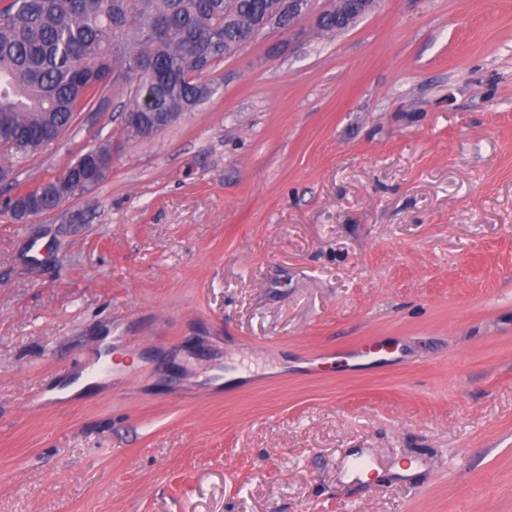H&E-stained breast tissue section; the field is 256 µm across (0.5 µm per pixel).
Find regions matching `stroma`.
Masks as SVG:
<instances>
[{"mask_svg":"<svg viewBox=\"0 0 512 512\" xmlns=\"http://www.w3.org/2000/svg\"><path fill=\"white\" fill-rule=\"evenodd\" d=\"M208 78L146 138L113 89L0 182L112 143L0 209V512H512V0L309 18ZM95 160L99 161V167H92ZM111 166L112 145L98 144L89 147L74 162H71L61 174L37 185L33 189L19 192L13 197L7 198L3 202V206L10 210V215L13 217V213L19 222L29 215H44V213L57 209L66 200L83 193L89 188V182L98 183L101 181L105 177V171ZM110 170L111 168L106 172V176Z\"/></svg>","mask_w":512,"mask_h":512,"instance_id":"35a3bbf8","label":"stroma"}]
</instances>
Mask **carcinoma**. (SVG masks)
Masks as SVG:
<instances>
[{
    "instance_id": "cac0c4a2",
    "label": "carcinoma",
    "mask_w": 512,
    "mask_h": 512,
    "mask_svg": "<svg viewBox=\"0 0 512 512\" xmlns=\"http://www.w3.org/2000/svg\"><path fill=\"white\" fill-rule=\"evenodd\" d=\"M281 0H7L0 7V173L47 150L78 113L128 83L126 119L177 118L210 99L207 72ZM112 145L88 148L55 178L9 197L17 220L49 213L99 182Z\"/></svg>"
}]
</instances>
